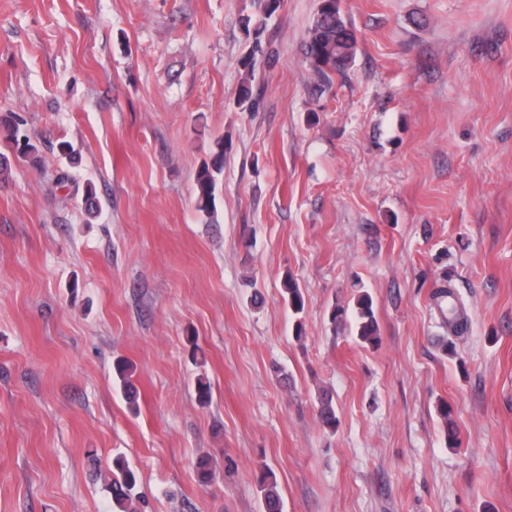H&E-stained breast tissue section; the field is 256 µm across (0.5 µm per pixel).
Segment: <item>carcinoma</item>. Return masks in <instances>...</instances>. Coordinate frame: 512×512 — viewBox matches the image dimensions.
Listing matches in <instances>:
<instances>
[{
	"instance_id": "1",
	"label": "carcinoma",
	"mask_w": 512,
	"mask_h": 512,
	"mask_svg": "<svg viewBox=\"0 0 512 512\" xmlns=\"http://www.w3.org/2000/svg\"><path fill=\"white\" fill-rule=\"evenodd\" d=\"M358 38L350 24L345 20L340 0H322L309 38L304 43V56L312 68L317 81L330 80L332 73H344L354 61ZM24 122L14 113L0 114V130L5 131L8 148L22 160L39 161V149L23 129ZM224 170V137L214 140V150L210 159L203 163L195 180L196 209L205 217V222L217 221L214 212L215 193L219 176ZM440 297L448 298V326L455 330L463 327L464 321L457 309L453 292H442ZM283 300L288 310L295 316L305 307V298L299 283L291 276L284 282ZM356 338L369 344L380 341L379 327L373 311L371 296L364 292L357 297L355 304ZM116 380L123 388L127 403L132 409L138 407L136 388L132 383V364L119 360L114 366ZM439 415L448 434V443L452 448L460 447V440L452 419V410L447 404L439 407ZM112 490V512H139L138 497L133 493L138 476L124 461L117 457L113 460L112 476L107 478ZM263 498L265 512H281V497L273 473L264 469L258 482Z\"/></svg>"
}]
</instances>
